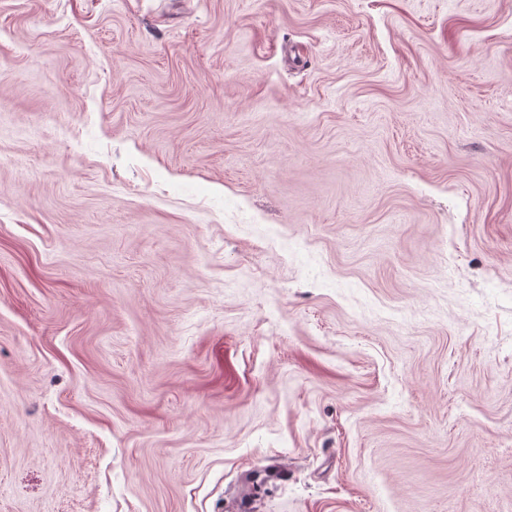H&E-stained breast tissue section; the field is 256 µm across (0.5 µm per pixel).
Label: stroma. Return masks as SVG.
Segmentation results:
<instances>
[{
    "label": "stroma",
    "mask_w": 512,
    "mask_h": 512,
    "mask_svg": "<svg viewBox=\"0 0 512 512\" xmlns=\"http://www.w3.org/2000/svg\"><path fill=\"white\" fill-rule=\"evenodd\" d=\"M244 488L512 512V0H0V512Z\"/></svg>",
    "instance_id": "obj_1"
}]
</instances>
